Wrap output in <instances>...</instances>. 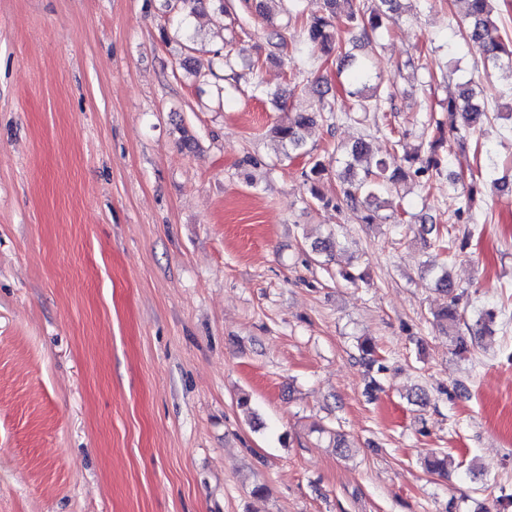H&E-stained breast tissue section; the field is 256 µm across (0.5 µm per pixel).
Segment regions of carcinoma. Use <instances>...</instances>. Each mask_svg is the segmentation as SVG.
<instances>
[{
    "label": "carcinoma",
    "instance_id": "1",
    "mask_svg": "<svg viewBox=\"0 0 512 512\" xmlns=\"http://www.w3.org/2000/svg\"><path fill=\"white\" fill-rule=\"evenodd\" d=\"M288 23L283 30L275 33L279 44L293 47L295 53L310 58L330 56L343 57L342 44L336 35L331 16L336 11L338 0H323L324 11L317 15H304L299 9L302 0H289ZM350 6L347 21L351 28L362 32L376 31L383 27L388 13L396 10L397 0H344ZM465 5L464 17L467 20L465 38L484 47L486 64L499 67L507 63L512 69V48L506 46L498 33L494 16L493 3L496 0H460ZM353 73L363 79L362 86L354 88L349 96L359 98V109L362 112H383L392 94L381 89L378 82L372 81L371 74L363 67L353 69ZM481 92L472 83L465 82L459 86L457 95L448 97V114L455 118L457 125L454 130L457 140L464 142L468 137L479 133L489 121L488 112L479 102ZM332 103L321 104L312 112H291L287 118L274 126L275 137L286 147L288 155L299 154L303 149V132L309 125L317 121L322 112H335ZM443 141L441 123L430 128L427 150L405 156V161L413 167L409 171L403 167L390 168L384 158L372 155L369 143L364 139L355 141L347 150L345 167L337 177L342 183V201L346 204H360L368 214L363 217L366 224H375L382 219L378 210L382 206V196L389 187L404 183L411 177H421L439 170L441 158L438 148ZM329 173V167L320 159L312 162L304 171L305 181L309 184L311 198L322 202L319 183ZM438 286L450 297V302L434 314L436 327L448 336L453 351L458 356L469 353L466 337L460 334L461 314L458 306L465 296V290L459 288L443 272L437 277ZM497 312L488 309L478 315L470 326V330L481 335L491 330ZM362 360L368 367H377L378 372L386 370L377 354V345L366 338L358 345ZM448 456L432 453L424 458L425 469L440 476L448 475Z\"/></svg>",
    "mask_w": 512,
    "mask_h": 512
}]
</instances>
